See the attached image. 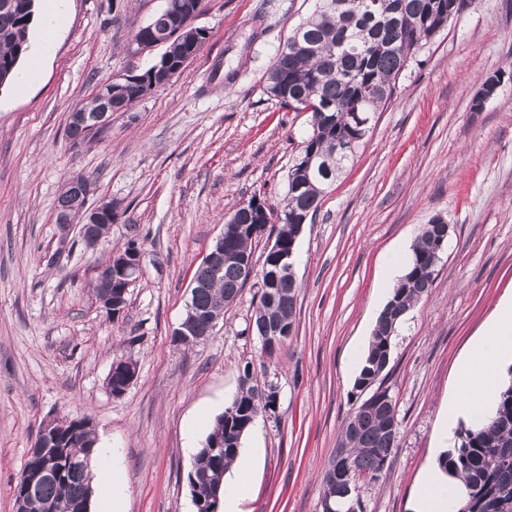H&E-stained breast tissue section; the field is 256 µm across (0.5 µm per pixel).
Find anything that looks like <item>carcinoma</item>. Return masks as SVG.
<instances>
[{"label":"carcinoma","instance_id":"carcinoma-1","mask_svg":"<svg viewBox=\"0 0 512 512\" xmlns=\"http://www.w3.org/2000/svg\"><path fill=\"white\" fill-rule=\"evenodd\" d=\"M18 0H0V85L11 79L15 54L27 44L31 18L18 10ZM314 13L288 36L267 75V92L294 112H309L310 130L302 140L299 156L288 171V201L275 211L254 205L255 199L236 209L225 224L237 231L224 237V276L198 290L196 305L203 309L226 308L238 297L245 281L240 264L254 258L259 240L250 228L258 220L277 226L272 249L265 252L258 304L251 322L262 353L272 356L286 337L264 339L268 324L294 329L298 283L278 266L279 255L297 240L295 216L313 217L331 187L356 151L370 126H359L356 117L374 119L391 99L397 78L413 55L433 41L466 0H316ZM174 23L171 9L155 15L138 28L133 39L145 40L150 29ZM203 41L178 35L165 45L163 57L173 63L194 57ZM441 225H423L412 248L406 272L380 313L367 356L354 389L359 401L343 424L336 451L321 476V512H349L344 498L343 465L370 485L380 480L389 465L399 436L396 407L372 402L384 386L383 373L392 355L398 328L409 310L427 295L437 277L432 257ZM276 412V392L271 385L253 382L250 367L224 413L217 417L208 437L224 424V447L216 449L209 466L214 486L200 491L208 499L224 483V473L235 460L244 434L262 413ZM62 452L67 464L55 479L38 482L34 492L21 498L25 478L13 487L14 500H23V512H50V505L69 506L68 512H88L91 495L89 468L96 439L90 420L74 422ZM445 472L465 487L460 512H512V381L500 391L491 416L461 426L454 442L438 460Z\"/></svg>","mask_w":512,"mask_h":512}]
</instances>
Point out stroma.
<instances>
[{
  "instance_id": "1",
  "label": "stroma",
  "mask_w": 512,
  "mask_h": 512,
  "mask_svg": "<svg viewBox=\"0 0 512 512\" xmlns=\"http://www.w3.org/2000/svg\"><path fill=\"white\" fill-rule=\"evenodd\" d=\"M164 5L68 0L39 81L24 93L0 87V512H15L12 487L44 421L83 414L121 460L126 512H194V454L247 365L258 383L276 385L278 405L242 439L253 455L243 510L319 512V476L355 405L350 353L368 345L383 307L385 257L411 255L438 215L448 248L430 294L398 329L385 379L397 446L380 480L360 491L362 512H411L437 459L458 361L512 298V0H468L399 76L297 238L295 330L270 358L248 330L253 281L206 342L185 350L172 333L230 214L255 196L283 203L308 115L270 96L266 75L316 0H204L194 24L207 39L184 73L73 144L70 112L161 56L133 53L130 41ZM497 71L495 95L472 111ZM76 176L90 183L88 205L118 209L95 247L76 232L59 245L58 199ZM132 239L143 268L113 320L96 299L97 270ZM122 357L138 376L117 398L106 378Z\"/></svg>"
}]
</instances>
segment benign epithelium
<instances>
[{"mask_svg":"<svg viewBox=\"0 0 512 512\" xmlns=\"http://www.w3.org/2000/svg\"><path fill=\"white\" fill-rule=\"evenodd\" d=\"M199 13V3L183 5L175 15L176 23L173 35L176 36L186 30L193 34H206L205 30L193 26V21ZM186 65L187 62L185 61L175 66L167 61L164 65L156 67L149 79L133 76L122 78L121 83L133 88L134 94L131 101L127 102L121 108V111H128L134 102L142 99L154 89L169 83L173 77L184 72ZM99 95L104 107L98 112H86L82 109L74 110L69 114L68 126L73 129L80 128L86 132L109 127L112 120V105L109 104L112 95V83L102 84L99 87ZM78 215L82 217L80 223L82 240L87 246L94 247L103 239V234L100 233V225H110L114 222L117 215V206L110 201H102L92 208L84 205L80 206L76 201L64 206L56 214L60 242H66L75 223V217ZM142 255V248L138 244H126L118 247L113 251L109 261L97 272L96 282L104 288V292L98 297V302L107 314L114 319L119 318L124 313L128 290L141 271ZM198 271L205 273L206 277L195 276L192 282L194 288L204 287L209 283V280L218 279L224 273V236L220 235L216 238L203 258ZM222 321H224V312L203 311L189 302L186 305L182 321L173 331V339L178 345L194 347L205 341ZM116 374L123 376V385H113L112 377ZM137 375L135 361L131 359L117 360L112 364L107 376L106 387L112 396L120 397L134 383ZM70 425L71 420L64 418H52L45 421L33 443V447L42 449L48 453V456L54 458V462H59L60 450L57 449V446L61 445L59 434Z\"/></svg>","mask_w":512,"mask_h":512,"instance_id":"obj_1","label":"benign epithelium"}]
</instances>
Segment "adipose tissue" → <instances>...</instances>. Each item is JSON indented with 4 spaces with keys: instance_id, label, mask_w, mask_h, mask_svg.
Here are the masks:
<instances>
[{
    "instance_id": "1",
    "label": "adipose tissue",
    "mask_w": 512,
    "mask_h": 512,
    "mask_svg": "<svg viewBox=\"0 0 512 512\" xmlns=\"http://www.w3.org/2000/svg\"><path fill=\"white\" fill-rule=\"evenodd\" d=\"M67 0H44L39 34L29 64L18 69L13 86L24 92L36 82L41 63L67 16ZM512 364V298L493 311L468 356L457 370L458 386L445 405L438 426L441 446L451 442L458 420L489 416L508 365ZM98 489V512H123L126 486L123 466L113 449L96 448L92 456ZM463 494L459 480L440 469H427L412 500L413 512H457Z\"/></svg>"
}]
</instances>
